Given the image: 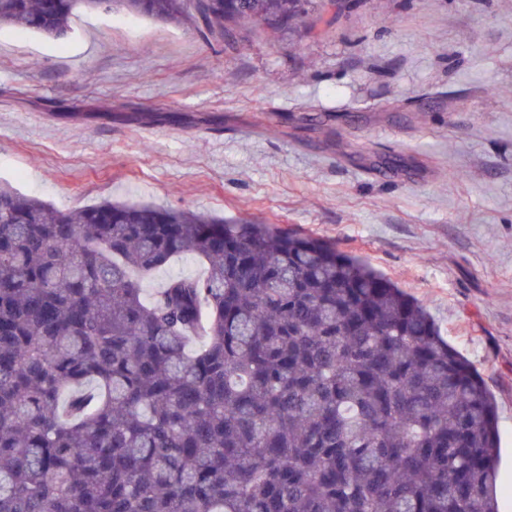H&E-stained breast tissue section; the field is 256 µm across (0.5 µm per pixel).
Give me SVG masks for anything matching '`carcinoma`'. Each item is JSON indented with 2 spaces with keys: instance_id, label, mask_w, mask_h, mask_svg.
I'll return each instance as SVG.
<instances>
[{
  "instance_id": "1",
  "label": "carcinoma",
  "mask_w": 512,
  "mask_h": 512,
  "mask_svg": "<svg viewBox=\"0 0 512 512\" xmlns=\"http://www.w3.org/2000/svg\"><path fill=\"white\" fill-rule=\"evenodd\" d=\"M231 29L295 0H120ZM112 0H0L66 36ZM201 277L143 283L175 257ZM495 402L426 307L268 224L0 184V512H500Z\"/></svg>"
}]
</instances>
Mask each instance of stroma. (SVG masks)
<instances>
[{
  "instance_id": "35a3bbf8",
  "label": "stroma",
  "mask_w": 512,
  "mask_h": 512,
  "mask_svg": "<svg viewBox=\"0 0 512 512\" xmlns=\"http://www.w3.org/2000/svg\"><path fill=\"white\" fill-rule=\"evenodd\" d=\"M71 27L0 28V183L59 211L152 204L352 252L494 394L512 512V0H340L223 40L118 5Z\"/></svg>"
}]
</instances>
